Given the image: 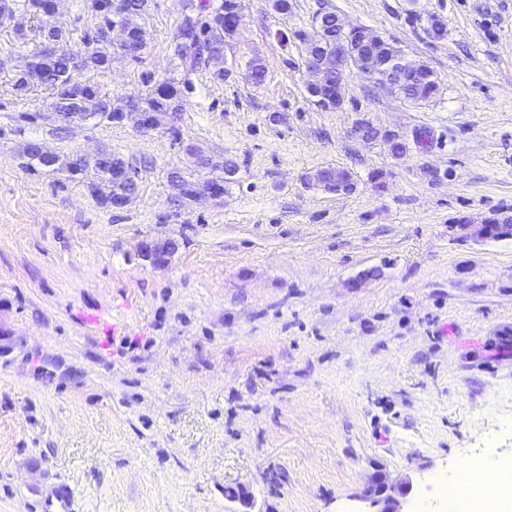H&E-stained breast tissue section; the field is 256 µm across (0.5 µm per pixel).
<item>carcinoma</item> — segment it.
<instances>
[{"mask_svg":"<svg viewBox=\"0 0 512 512\" xmlns=\"http://www.w3.org/2000/svg\"><path fill=\"white\" fill-rule=\"evenodd\" d=\"M237 0H222V3L201 22L190 16L182 19L173 43L183 40H197L200 43L193 57H179L183 63L190 62L195 67L206 61L207 50L224 48V17L236 6ZM88 8L98 17L93 33L81 37V46H73L64 26L50 21L47 0H0V25L10 21L17 12H30L43 19L40 26L41 48L33 53L26 67L11 77L12 88L17 92H30L44 88L52 96L51 111L59 122V129L75 120H94L99 125L103 122L113 123L124 118H134L136 112H158L165 117L171 112H178L176 101L180 94L177 81L167 78L155 81L145 78L148 86L146 93L137 96V103L130 104L127 97H112L102 92L99 85L79 79L82 72L106 69L112 64V24L121 21L130 26L132 38L141 44L146 43L145 30L136 19L147 13L149 0H90ZM304 45H313L321 49L326 73L330 82H336L341 73L336 71V44L327 42L317 30L307 35L295 34ZM424 71L430 73L429 80L413 83L410 87H397L395 95L399 98L422 102L438 92L437 75L428 65ZM23 155L32 170L44 169L66 172L71 176L80 175L87 180V187L95 200L104 206H112V196H131L138 193V181L128 180L123 176L127 163L120 155L108 150L100 153L94 163L80 159L64 162L60 155L54 153L46 158L40 146L28 143ZM198 165L211 169L212 176L199 184L184 174L168 177L170 186L176 191L175 201L192 199L201 189L224 187V181L233 176L237 165L233 160L224 164H213L206 157L198 158ZM308 182L321 190L336 195H346L354 189L356 181L353 174L344 168L325 167L308 176Z\"/></svg>","mask_w":512,"mask_h":512,"instance_id":"cac0c4a2","label":"carcinoma"}]
</instances>
